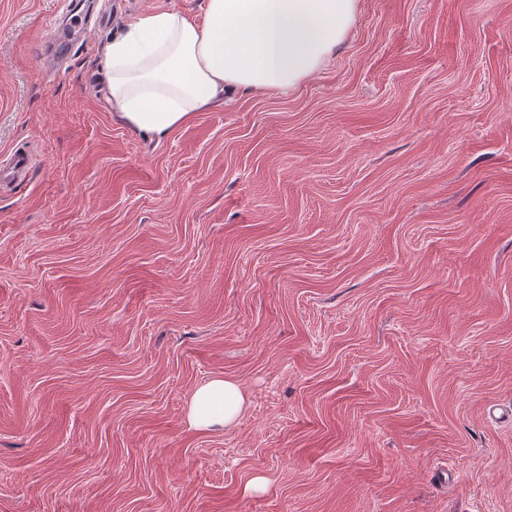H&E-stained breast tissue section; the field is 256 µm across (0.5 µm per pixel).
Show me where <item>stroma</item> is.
Returning <instances> with one entry per match:
<instances>
[{
    "label": "stroma",
    "instance_id": "35a3bbf8",
    "mask_svg": "<svg viewBox=\"0 0 512 512\" xmlns=\"http://www.w3.org/2000/svg\"><path fill=\"white\" fill-rule=\"evenodd\" d=\"M68 2L0 0V512H512V0H358L162 137L102 46L206 0ZM33 159L30 154L25 150L14 151L10 158L0 166V182L2 186L16 180L26 179L32 170ZM8 180V181H6ZM6 181V182H4ZM245 404L246 395L237 380L216 376L193 391L186 420L191 429L222 430L237 421Z\"/></svg>",
    "mask_w": 512,
    "mask_h": 512
}]
</instances>
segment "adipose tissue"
I'll return each mask as SVG.
<instances>
[{
  "label": "adipose tissue",
  "instance_id": "obj_1",
  "mask_svg": "<svg viewBox=\"0 0 512 512\" xmlns=\"http://www.w3.org/2000/svg\"><path fill=\"white\" fill-rule=\"evenodd\" d=\"M357 3L207 0L200 23L168 9L139 14L105 47L112 109L159 135L227 95L287 92L343 41ZM245 404L237 380L216 376L193 391L186 420L195 430H221L237 421Z\"/></svg>",
  "mask_w": 512,
  "mask_h": 512
}]
</instances>
